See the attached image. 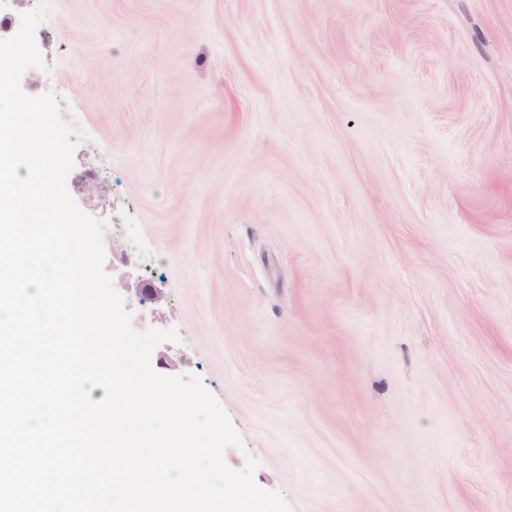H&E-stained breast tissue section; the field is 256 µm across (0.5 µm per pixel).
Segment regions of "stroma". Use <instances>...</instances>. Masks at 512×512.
<instances>
[{
    "instance_id": "stroma-1",
    "label": "stroma",
    "mask_w": 512,
    "mask_h": 512,
    "mask_svg": "<svg viewBox=\"0 0 512 512\" xmlns=\"http://www.w3.org/2000/svg\"><path fill=\"white\" fill-rule=\"evenodd\" d=\"M47 2L20 89L227 467L292 512H512V0Z\"/></svg>"
}]
</instances>
